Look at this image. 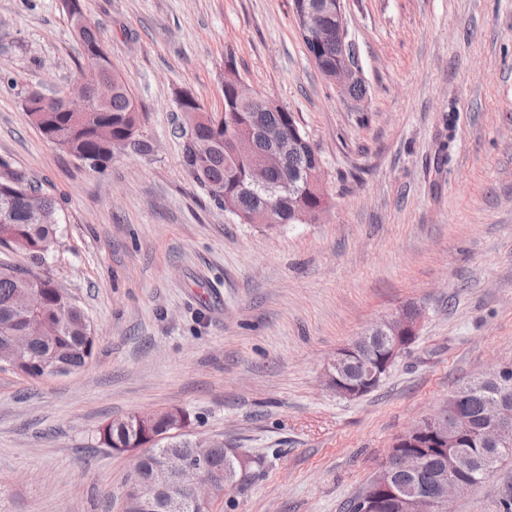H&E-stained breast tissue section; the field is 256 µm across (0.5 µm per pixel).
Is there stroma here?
I'll list each match as a JSON object with an SVG mask.
<instances>
[{
  "label": "stroma",
  "mask_w": 512,
  "mask_h": 512,
  "mask_svg": "<svg viewBox=\"0 0 512 512\" xmlns=\"http://www.w3.org/2000/svg\"><path fill=\"white\" fill-rule=\"evenodd\" d=\"M366 87L317 68L293 0H82L149 154L93 168L23 105L81 75L63 0H0V157L59 202L48 270L99 341L81 371L0 368V512H124L135 456L98 428L179 407L247 465L211 512H348L396 438L512 368V0H342ZM235 68L319 152L327 206L269 230L189 177L180 95L224 110ZM418 335L370 393L336 351L406 306ZM453 512H512V456Z\"/></svg>",
  "instance_id": "35a3bbf8"
}]
</instances>
